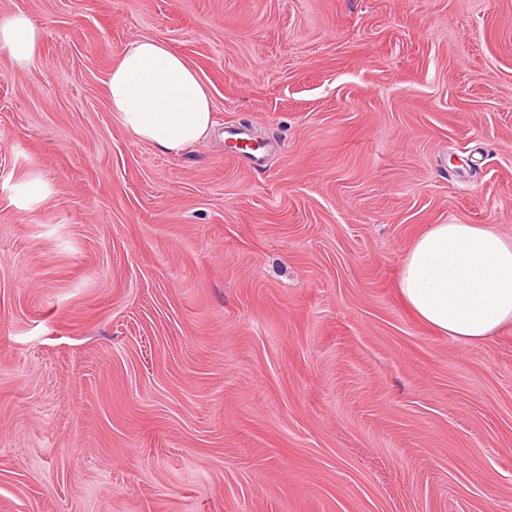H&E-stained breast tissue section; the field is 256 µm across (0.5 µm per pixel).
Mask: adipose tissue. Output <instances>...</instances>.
Wrapping results in <instances>:
<instances>
[{
  "label": "adipose tissue",
  "instance_id": "ef3b65f1",
  "mask_svg": "<svg viewBox=\"0 0 512 512\" xmlns=\"http://www.w3.org/2000/svg\"><path fill=\"white\" fill-rule=\"evenodd\" d=\"M39 28L24 14L0 16V47L30 67ZM111 111L133 137L179 154L213 133L211 95L196 70L164 42L129 45L106 80ZM404 304L433 330L480 342L512 324V239L475 224H436L402 260Z\"/></svg>",
  "mask_w": 512,
  "mask_h": 512
}]
</instances>
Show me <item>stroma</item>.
<instances>
[{"label":"stroma","instance_id":"1","mask_svg":"<svg viewBox=\"0 0 512 512\" xmlns=\"http://www.w3.org/2000/svg\"><path fill=\"white\" fill-rule=\"evenodd\" d=\"M15 12L42 38L26 72L0 48V512H512V326L458 342L398 292L432 225L512 238V0ZM143 38L212 95L179 155L108 106Z\"/></svg>","mask_w":512,"mask_h":512}]
</instances>
